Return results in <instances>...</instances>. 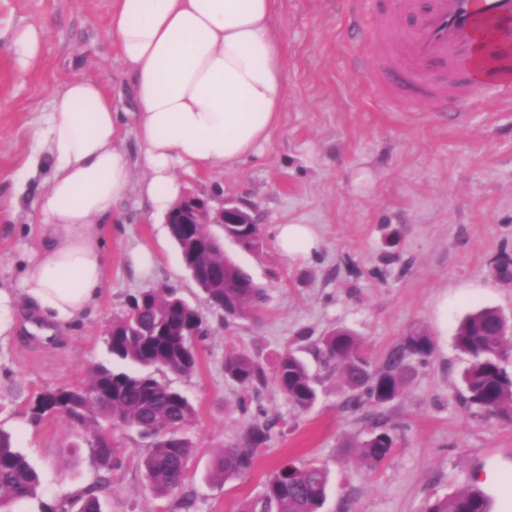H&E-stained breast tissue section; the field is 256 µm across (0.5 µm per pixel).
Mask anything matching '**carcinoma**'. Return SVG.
Listing matches in <instances>:
<instances>
[{
    "label": "carcinoma",
    "instance_id": "1",
    "mask_svg": "<svg viewBox=\"0 0 512 512\" xmlns=\"http://www.w3.org/2000/svg\"><path fill=\"white\" fill-rule=\"evenodd\" d=\"M169 233L177 248L210 282L202 289L204 298L217 312L233 308L238 320H253L267 302L266 289L254 281L219 247L202 256L186 251L189 238L208 234L203 224H170ZM229 230L249 249L259 247V224H232ZM501 314L490 308L467 316L459 325L455 347L470 359L463 373L464 401L489 416L512 418V371L504 366V357L512 336L501 335ZM205 320L170 286L149 288L130 297L126 311L112 319L106 343L115 365L97 368L88 381L77 388H58L41 395L32 412L39 418L47 412L63 410L80 424L94 426L93 444L101 469L116 467L117 449L108 444L110 436L102 432L101 420L135 427L151 440L142 457L144 476L160 497L170 495L184 484L193 442L182 434L193 421L196 409L179 390L159 381L154 372L162 369L183 375L192 374L198 364L195 340L204 336ZM433 350L431 338L422 331L410 332L386 357L384 368L371 371V362L358 338L348 329H334L319 341L318 353L336 366L349 389L346 406L358 409L370 402L382 406L398 399L406 383L409 360L424 359ZM124 363L137 365L142 373L121 368ZM226 377L246 393H257L268 383L265 368L244 352L229 353L224 358ZM274 381L295 408L306 411L317 400L315 379L307 363L287 350L276 363ZM112 384V401L104 408L85 401L82 394L99 385ZM272 428L269 419H253L238 442L225 448L210 473L213 482L248 473L257 450L267 441ZM395 448L392 433L378 423L361 445L360 455L367 465L388 459ZM326 468L297 465L287 461L268 476L262 493L241 505L240 512H320L328 486ZM109 480L102 477L77 496L50 508V512H101L100 493ZM38 476L19 453L10 437L0 433V507L37 496ZM424 512H490L484 492L466 485L453 495L429 503Z\"/></svg>",
    "mask_w": 512,
    "mask_h": 512
}]
</instances>
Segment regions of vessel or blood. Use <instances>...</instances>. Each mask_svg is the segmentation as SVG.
I'll return each mask as SVG.
<instances>
[{
	"label": "vessel or blood",
	"mask_w": 512,
	"mask_h": 512,
	"mask_svg": "<svg viewBox=\"0 0 512 512\" xmlns=\"http://www.w3.org/2000/svg\"><path fill=\"white\" fill-rule=\"evenodd\" d=\"M512 41V0H402L400 13L371 17V56L365 71L386 97L423 102L450 112L487 89L512 98V72L481 81L478 25Z\"/></svg>",
	"instance_id": "1"
}]
</instances>
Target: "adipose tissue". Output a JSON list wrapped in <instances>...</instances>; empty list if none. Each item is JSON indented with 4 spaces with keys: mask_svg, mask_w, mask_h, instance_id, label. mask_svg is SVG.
I'll use <instances>...</instances> for the list:
<instances>
[{
    "mask_svg": "<svg viewBox=\"0 0 512 512\" xmlns=\"http://www.w3.org/2000/svg\"><path fill=\"white\" fill-rule=\"evenodd\" d=\"M278 0H113L112 45L134 109L116 112L94 79L55 92L46 128L51 175L39 198L42 239L18 288L0 287V337L17 296L52 321L84 318L105 278L99 229L129 193L168 212L180 174L231 171L258 154L286 101ZM144 145L142 176L121 147L123 127Z\"/></svg>",
    "mask_w": 512,
    "mask_h": 512,
    "instance_id": "obj_1",
    "label": "adipose tissue"
}]
</instances>
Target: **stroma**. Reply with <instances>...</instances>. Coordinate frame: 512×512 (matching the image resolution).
Instances as JSON below:
<instances>
[{"mask_svg":"<svg viewBox=\"0 0 512 512\" xmlns=\"http://www.w3.org/2000/svg\"><path fill=\"white\" fill-rule=\"evenodd\" d=\"M110 10L111 0H0L1 286L19 284L41 242L38 198L50 168L36 133L52 94L85 76L102 84L114 111L132 107ZM369 19L354 0H279L273 29L287 88L279 126L235 170L183 178L186 193L219 191L253 207L262 248L228 241L224 251L268 293L256 320L228 326L209 314L194 373L159 374L197 410L186 430L194 453L183 486L168 497L152 491L141 470L150 441L136 429H113L121 465L106 473L86 441L88 427L30 410L40 393L81 385L97 364H111L108 325L130 295L168 284L202 303L151 204L133 194L101 232L106 276L97 305L45 338L29 330L33 312L19 304L16 334L0 338V431L40 478L37 497L11 512H41L103 475L110 488L100 496L102 512H239L285 460L326 467L322 512H424L429 500L472 483L490 512H512V419L465 405L467 358L454 344L468 313L494 308L512 320V279L497 267L501 254H512V101L483 93L456 121L386 98L356 69L369 54ZM32 23L44 24L46 37L38 63L23 71L10 44ZM281 224L312 225L318 247L284 256L276 243ZM138 246L159 255L150 274L128 258ZM334 328L359 337L375 370L414 329L431 337L433 352L410 361L399 399L355 411L345 406L339 375L316 356L320 337ZM288 349L320 378L307 411L275 386L248 396L224 375L226 352H245L270 370ZM263 415L274 427L250 473L212 482L218 455ZM378 421L396 447L372 468L358 446Z\"/></svg>","mask_w":512,"mask_h":512,"instance_id":"35a3bbf8","label":"stroma"}]
</instances>
